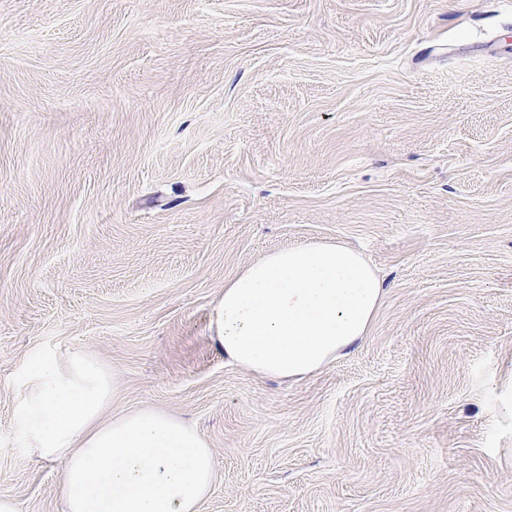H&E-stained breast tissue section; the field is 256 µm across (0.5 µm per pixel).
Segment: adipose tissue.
Listing matches in <instances>:
<instances>
[{"label":"adipose tissue","instance_id":"1","mask_svg":"<svg viewBox=\"0 0 512 512\" xmlns=\"http://www.w3.org/2000/svg\"><path fill=\"white\" fill-rule=\"evenodd\" d=\"M383 297L377 270L347 246L282 248L225 282L212 341L260 375H308L367 335ZM26 380L18 428L60 464L66 512H200L216 472L201 434L150 407L107 414L110 375L81 351L33 356Z\"/></svg>","mask_w":512,"mask_h":512}]
</instances>
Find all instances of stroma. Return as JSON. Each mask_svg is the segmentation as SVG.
<instances>
[{
  "mask_svg": "<svg viewBox=\"0 0 512 512\" xmlns=\"http://www.w3.org/2000/svg\"><path fill=\"white\" fill-rule=\"evenodd\" d=\"M343 243L367 336L224 358V283ZM81 350L216 460L202 512H512V0H0V496L63 512L25 367Z\"/></svg>",
  "mask_w": 512,
  "mask_h": 512,
  "instance_id": "1",
  "label": "stroma"
}]
</instances>
